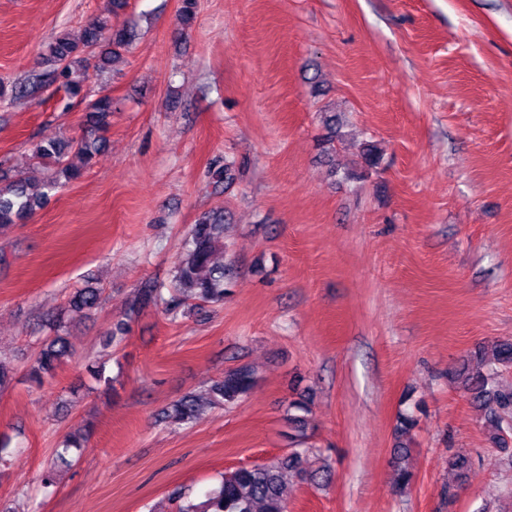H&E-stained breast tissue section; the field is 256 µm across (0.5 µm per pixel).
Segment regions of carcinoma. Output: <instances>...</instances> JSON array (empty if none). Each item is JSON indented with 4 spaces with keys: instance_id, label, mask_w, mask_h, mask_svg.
Returning <instances> with one entry per match:
<instances>
[{
    "instance_id": "1",
    "label": "carcinoma",
    "mask_w": 512,
    "mask_h": 512,
    "mask_svg": "<svg viewBox=\"0 0 512 512\" xmlns=\"http://www.w3.org/2000/svg\"><path fill=\"white\" fill-rule=\"evenodd\" d=\"M126 5L127 0H109L106 15L90 23L78 39L63 33L48 46L45 62L50 70L33 78V84L49 82L62 87L67 95V100L61 103L62 110L70 108L71 100L88 96L86 82L89 68L100 71L124 60L134 34L127 28L113 27L112 16L118 15ZM196 10L197 0H179L177 12L183 27L192 26ZM87 112L88 125L96 133L93 139L74 141L54 136L46 137L34 146L33 157L51 168V173L46 177L35 180L22 173H0V228L25 222L35 209L48 202L52 192L78 180L83 175V169L93 166L104 144L101 134L110 126L112 97L103 94L89 101ZM324 123L329 136L322 149L328 155L335 150L336 115L325 117ZM71 155L78 157L80 164L70 162ZM360 157L365 169H373L380 164L381 152L377 145L367 142L362 146ZM213 179L216 185H230L234 180V161L224 159V165L213 171ZM223 255L224 212H211L202 216L190 230L186 251L174 270L170 299H165L159 288H143L131 303L130 315H137L159 304L166 305V311L172 313L189 301L203 304L224 302L226 282L224 262L221 260ZM100 300L99 289L81 288L69 301V315L82 318L96 308ZM72 356L73 350L67 337L57 333L45 339L28 370L29 382L42 385ZM511 368L512 340H497L489 346L480 345L470 351L460 367L451 372V377L469 394L472 403L484 411L493 447L512 463V382L502 378L503 371ZM87 373L106 389H112V378L105 375L104 362H91L87 365ZM253 386L254 378L250 370H231L210 385L207 399L186 394L163 411L162 419L178 424L193 423L204 408L233 404L248 395ZM289 408L299 411V414L288 417L295 444L288 455L260 465L238 467L224 474L219 484L199 502L180 489L173 490L171 499L178 502L176 512H287L285 480L291 476H308L305 463L312 452V449L304 447L308 426L306 413L309 412L307 403L293 401ZM86 439L85 434L66 437L55 450L56 462L72 465L74 458L70 457L71 450L82 448ZM471 466L472 460L465 454L448 456V468L460 478L466 476ZM394 467L397 487L401 490L408 488L414 479V472L408 463V449L402 443L397 446Z\"/></svg>"
}]
</instances>
